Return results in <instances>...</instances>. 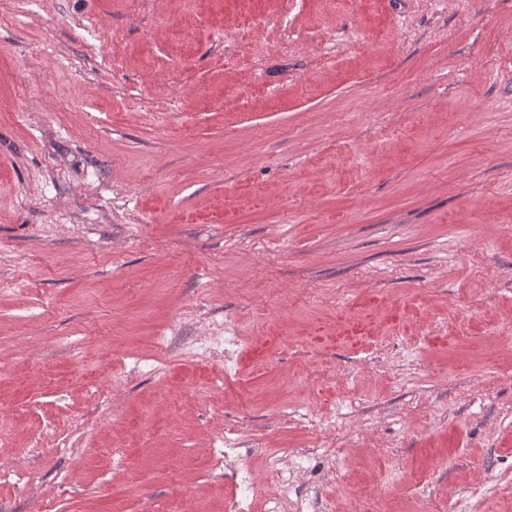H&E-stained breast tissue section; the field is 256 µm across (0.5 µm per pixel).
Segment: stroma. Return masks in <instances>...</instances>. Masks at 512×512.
Wrapping results in <instances>:
<instances>
[{
    "label": "stroma",
    "instance_id": "1",
    "mask_svg": "<svg viewBox=\"0 0 512 512\" xmlns=\"http://www.w3.org/2000/svg\"><path fill=\"white\" fill-rule=\"evenodd\" d=\"M0 410V512H512V0H0Z\"/></svg>",
    "mask_w": 512,
    "mask_h": 512
}]
</instances>
